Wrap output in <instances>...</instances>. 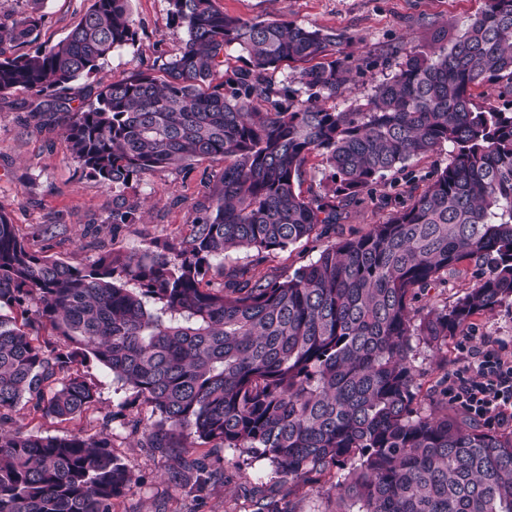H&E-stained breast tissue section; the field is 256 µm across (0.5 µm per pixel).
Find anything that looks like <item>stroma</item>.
<instances>
[{"mask_svg":"<svg viewBox=\"0 0 512 512\" xmlns=\"http://www.w3.org/2000/svg\"><path fill=\"white\" fill-rule=\"evenodd\" d=\"M90 5L91 0H44L42 23L34 42L23 45V52L62 40ZM217 6L244 19H266L283 12L296 23L343 34V51L361 61L350 73L348 91L335 101L337 108L345 109L365 102L374 85L390 78L407 55L426 51L440 24H447L449 35L459 34L483 9L484 0H217ZM131 16L138 32L135 46L113 52L90 79L71 84L66 97L85 98L91 88L138 70L158 68L179 53L185 34L171 23L167 0H131ZM19 100L16 94L0 98V206L27 236H32L48 215H60L68 235L34 238L35 248L73 264H91L96 252L81 247L76 235L88 223L106 221L112 211V193L82 172L60 132L48 135L25 127ZM221 167L218 161H194L130 184L123 192L126 201L147 203L151 211L143 223L123 227L116 250H138L153 241L165 242L183 225L193 223L204 201L207 177ZM388 214V209L372 204L350 207L334 232L272 254L261 270L286 278L316 260L336 237L366 230L368 225L383 222ZM476 344L512 354V310L502 307L478 317L471 334L450 338L445 350L447 370L437 367L431 351L419 349L415 365L421 371L418 382L422 392H429L443 373L453 374L467 365ZM85 373L99 392L96 408L69 422L23 410L14 427L41 437L78 431L111 435L113 452L136 478L132 490L116 504V512H251L250 494L255 489L262 490L269 500L293 502L297 512H324L327 487L344 475L343 470L334 468L292 491L266 463L239 469L232 450L199 445L192 448V455L208 456L219 478L203 497L187 496L171 477L174 454L151 453L136 445L129 434L130 422H153L151 406L134 400L132 391L113 380L105 368L92 363Z\"/></svg>","mask_w":512,"mask_h":512,"instance_id":"35a3bbf8","label":"stroma"}]
</instances>
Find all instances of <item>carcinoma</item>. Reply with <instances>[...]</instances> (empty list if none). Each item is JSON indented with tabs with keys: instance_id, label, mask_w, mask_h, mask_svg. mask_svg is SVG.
<instances>
[{
	"instance_id": "cac0c4a2",
	"label": "carcinoma",
	"mask_w": 512,
	"mask_h": 512,
	"mask_svg": "<svg viewBox=\"0 0 512 512\" xmlns=\"http://www.w3.org/2000/svg\"><path fill=\"white\" fill-rule=\"evenodd\" d=\"M31 2L0 21V97L26 92L27 123L64 130L72 159L112 190L107 228L139 223L122 192L148 174L204 159L224 170L160 249L115 252L103 228L80 234L98 251L90 266L33 248L0 206V310L22 318L0 314V512H114L136 483L107 434L9 427L22 407L62 422L89 411L90 361L157 414L133 426L144 448H229L241 465L266 461L290 493L349 467L325 512H512V432L448 412L446 387L424 406L414 365L419 347L439 354L475 317L512 308V110L490 101L512 88V0H485L451 47L408 56L344 110L320 104L347 90L342 35L231 16L215 0H168L186 40L163 77L138 70L74 107L61 92L135 44L130 0H93L64 39L16 54L43 19ZM232 49L244 65H228ZM444 144L445 167L407 171ZM313 155L329 174L305 198L296 184ZM391 171L406 180L382 196L395 204L385 222L284 280L258 270L327 234ZM239 250L252 266L214 285L211 261ZM469 273L453 301L415 305ZM178 461L173 478L205 491V458Z\"/></svg>"
}]
</instances>
